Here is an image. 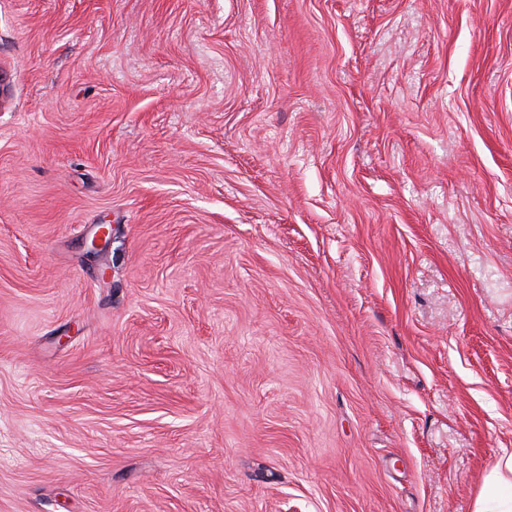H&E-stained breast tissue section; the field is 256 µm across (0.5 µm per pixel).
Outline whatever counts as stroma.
Instances as JSON below:
<instances>
[{
    "mask_svg": "<svg viewBox=\"0 0 512 512\" xmlns=\"http://www.w3.org/2000/svg\"><path fill=\"white\" fill-rule=\"evenodd\" d=\"M0 75V512H473L512 0H0Z\"/></svg>",
    "mask_w": 512,
    "mask_h": 512,
    "instance_id": "stroma-1",
    "label": "stroma"
}]
</instances>
